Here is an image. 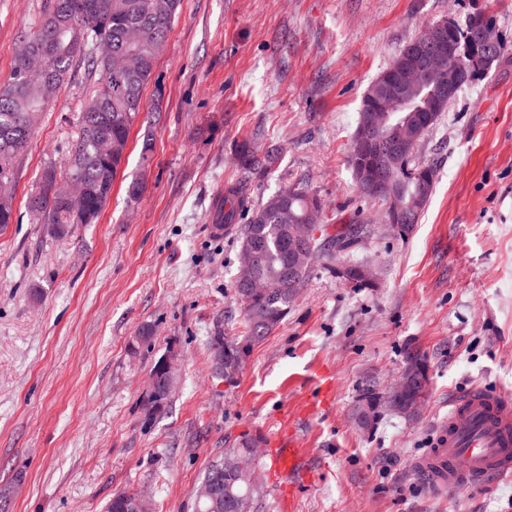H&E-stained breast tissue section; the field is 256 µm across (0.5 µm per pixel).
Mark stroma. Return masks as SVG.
I'll use <instances>...</instances> for the list:
<instances>
[{"mask_svg": "<svg viewBox=\"0 0 512 512\" xmlns=\"http://www.w3.org/2000/svg\"><path fill=\"white\" fill-rule=\"evenodd\" d=\"M49 3L0 0V83ZM477 6L509 49L425 135L418 156L436 166L435 189L396 235L347 164L361 97L420 30ZM154 74L143 101L160 116L132 128L97 223L58 238L26 207L43 168L66 158L96 85L81 62L20 165L14 221L0 229V512H103L118 492L147 494L152 512H193L225 448L285 425L312 468L293 512H512V479L454 492L417 466L457 395L512 396V0H182ZM244 143L278 145L279 166L248 175ZM139 175L146 189L128 201ZM234 184L253 206L307 190L331 234L360 217L348 258L377 280L355 288L317 261L230 385L213 374L209 341L246 333L239 243L214 235L210 219ZM144 328L151 343L131 349ZM171 349L179 385L150 419L149 374ZM412 349L428 366L415 412L384 408L361 429L363 390L386 395ZM328 388L330 403L308 414Z\"/></svg>", "mask_w": 512, "mask_h": 512, "instance_id": "35a3bbf8", "label": "stroma"}]
</instances>
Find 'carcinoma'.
Returning a JSON list of instances; mask_svg holds the SVG:
<instances>
[{
  "label": "carcinoma",
  "instance_id": "1",
  "mask_svg": "<svg viewBox=\"0 0 512 512\" xmlns=\"http://www.w3.org/2000/svg\"><path fill=\"white\" fill-rule=\"evenodd\" d=\"M180 0H51L34 30L25 31L21 39L29 42L31 52L41 53L51 48V73L30 68L23 57L15 58L9 81L0 85V193L13 199L12 186L23 153L36 131L38 121L65 80L76 57L84 56L88 69L98 75L97 88L82 112L80 130L71 149L83 147V160L73 162V153L63 166L44 168L38 187L27 201L30 212L40 222L62 233L71 224H94L112 194V185L126 158V147L132 127L144 112L143 90L153 78L155 66L162 54L168 34L176 18ZM100 37L112 39V48L133 47L136 56L130 68L116 73L108 69L95 51ZM436 101L430 82L420 80L411 106L395 113L389 127L402 134L410 124L411 111L426 118L434 126L448 108V102L432 109ZM280 149L276 145L257 153L247 145L239 150L241 167L254 176H265L277 165ZM397 176L403 181L405 197L414 193L424 180L434 185L436 170L430 163L400 159L394 164ZM69 175L84 186L83 207L74 212L63 203L49 202L54 173ZM224 224V232L237 230L240 249L249 248L256 255V269L264 288L246 292L235 287L243 305L248 329L241 338L227 339L222 335L210 339L212 352L222 346L227 359L243 353L276 330L287 317L296 296L295 290L304 286L312 266H307L298 278L290 275V252L294 241L290 227L294 224L323 222V203L306 191L293 187L282 188L255 207L243 197V187L233 185L224 193V204L216 212ZM358 230L349 225L331 236L328 241L330 258L349 252L356 242ZM362 264L348 262L341 266L328 265L336 277L355 288H363L359 272ZM257 435L244 434L224 456L212 461L203 475L208 479L224 459L237 456L243 466L235 480L224 485V505L210 501L204 512H229L231 498L249 494L257 499L261 487L252 482L257 457L251 449L261 447Z\"/></svg>",
  "mask_w": 512,
  "mask_h": 512
}]
</instances>
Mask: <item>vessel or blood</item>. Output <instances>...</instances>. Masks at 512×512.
Here are the masks:
<instances>
[{
  "label": "vessel or blood",
  "instance_id": "vessel-or-blood-1",
  "mask_svg": "<svg viewBox=\"0 0 512 512\" xmlns=\"http://www.w3.org/2000/svg\"><path fill=\"white\" fill-rule=\"evenodd\" d=\"M266 456L280 490L309 479L306 454L293 433L275 437ZM420 466L436 486L455 491L512 474V398L483 386L459 395Z\"/></svg>",
  "mask_w": 512,
  "mask_h": 512
}]
</instances>
